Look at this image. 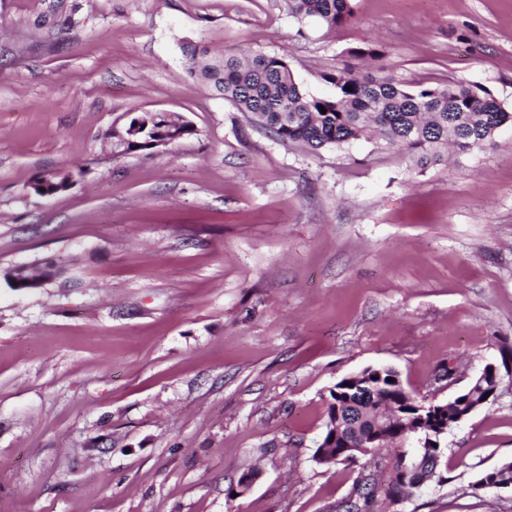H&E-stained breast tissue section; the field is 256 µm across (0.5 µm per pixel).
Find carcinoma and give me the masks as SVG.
<instances>
[{
    "mask_svg": "<svg viewBox=\"0 0 512 512\" xmlns=\"http://www.w3.org/2000/svg\"><path fill=\"white\" fill-rule=\"evenodd\" d=\"M289 11L298 18H315L329 30H338L354 19L351 0H287ZM187 69L209 84L238 110L248 113L281 142L298 143L311 152L341 148L361 139H377L398 150L416 167L425 169L445 160L444 151L453 147L459 154L494 147L506 127H512V110L484 90L462 82L443 86L406 87L380 69L359 75L347 62L340 69L321 74L334 91L326 97L303 92L288 62L278 56L245 51L211 55L197 45L183 46ZM351 90H345V87ZM326 112H321V109ZM185 123L164 112H140L127 117L120 127L123 137L115 145L133 149L149 139L173 137ZM394 374L383 372L373 380L376 398L347 399L343 389L335 402L348 412L346 427L352 438L387 427L384 443L397 444L387 475L376 479L368 474L357 489L358 501L346 512H371L379 497L388 500L406 493L404 481L425 471L445 448H407L402 433L418 427L409 392L402 391ZM495 385L487 376L464 394L465 408L481 403Z\"/></svg>",
    "mask_w": 512,
    "mask_h": 512,
    "instance_id": "obj_1",
    "label": "carcinoma"
}]
</instances>
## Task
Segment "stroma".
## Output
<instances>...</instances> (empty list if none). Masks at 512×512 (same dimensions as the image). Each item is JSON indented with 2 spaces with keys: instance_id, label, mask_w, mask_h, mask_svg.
<instances>
[{
  "instance_id": "35a3bbf8",
  "label": "stroma",
  "mask_w": 512,
  "mask_h": 512,
  "mask_svg": "<svg viewBox=\"0 0 512 512\" xmlns=\"http://www.w3.org/2000/svg\"><path fill=\"white\" fill-rule=\"evenodd\" d=\"M351 5L331 31L286 0H0V512H343L367 467L313 459L337 381L385 365L445 401L512 346V129L425 170L374 139L313 153L187 70L188 42L263 52L323 96L375 43L406 86L512 108V0ZM144 111L195 133L107 144ZM444 443L445 483L373 512H512L471 490L512 461V380Z\"/></svg>"
}]
</instances>
